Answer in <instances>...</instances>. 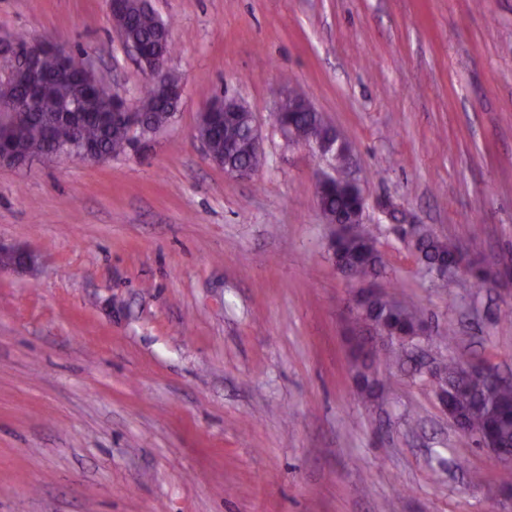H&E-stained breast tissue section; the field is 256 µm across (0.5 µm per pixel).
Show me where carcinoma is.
Returning <instances> with one entry per match:
<instances>
[{
	"label": "carcinoma",
	"mask_w": 512,
	"mask_h": 512,
	"mask_svg": "<svg viewBox=\"0 0 512 512\" xmlns=\"http://www.w3.org/2000/svg\"><path fill=\"white\" fill-rule=\"evenodd\" d=\"M116 25L124 28L133 42L148 50L155 48L173 54L175 45L164 39L165 29L169 25L148 9L146 0H127L124 13L113 16ZM84 57L72 54L62 61L52 53L45 54L39 61V69L46 75L66 66L71 74H82ZM70 89L60 84L50 95L40 98L35 109L8 128L0 129V148L21 155L41 154L49 134L50 120L69 100ZM31 94L30 69L22 65L15 69L11 81L0 85V100L16 99L23 101ZM176 110L174 104L156 97L151 88H146L138 111L148 119L158 117L165 112ZM289 119L304 127L317 139H324L327 129L321 124L314 112H292ZM248 114L233 112L212 124L208 129L212 153L233 167L255 168L258 165L249 128ZM84 140L94 144L101 151L114 156L125 152L129 138L125 128L96 122L85 124L80 130ZM354 201L352 191L336 183L320 187L321 211L325 218L333 220L336 214L347 211ZM418 253L420 260L427 266L436 261L448 264L458 260L461 250L458 246L433 237L428 228H419ZM330 248L336 265L346 267L359 277L373 275L380 264V256L374 238L364 224L357 225V233L350 238H336ZM376 318L382 325L384 336H410L415 332L417 323L423 319L422 313L410 306L391 304L380 298L372 302L367 318ZM467 362L462 355H455L443 364L448 373V398L451 414L459 422L473 429H493L498 443L512 447V383L508 384L485 377H470L459 383L455 374L460 365ZM356 396L362 402L376 397L387 386V381L377 374L376 355L355 353Z\"/></svg>",
	"instance_id": "carcinoma-1"
}]
</instances>
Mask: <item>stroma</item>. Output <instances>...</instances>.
Wrapping results in <instances>:
<instances>
[{
	"instance_id": "obj_1",
	"label": "stroma",
	"mask_w": 512,
	"mask_h": 512,
	"mask_svg": "<svg viewBox=\"0 0 512 512\" xmlns=\"http://www.w3.org/2000/svg\"><path fill=\"white\" fill-rule=\"evenodd\" d=\"M171 27L174 122L103 163L0 167V512H512L500 465L450 421L427 371L355 388L361 283L317 202L331 157L274 119L304 95L347 138L382 264L370 286L421 308L412 355L512 377V0H149ZM51 37L136 105L149 75L106 0H0V36ZM253 113L261 164L238 180L198 121ZM487 271L448 285L409 230ZM4 254L12 255L13 261L6 268L0 265L1 271L7 270L17 273H31L37 265V257L35 253L31 251L0 246V256Z\"/></svg>"
}]
</instances>
